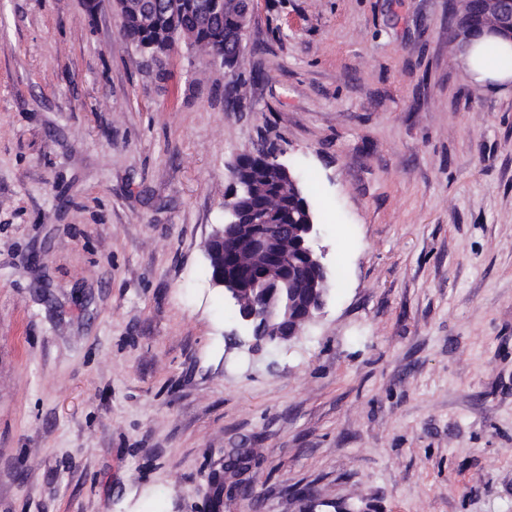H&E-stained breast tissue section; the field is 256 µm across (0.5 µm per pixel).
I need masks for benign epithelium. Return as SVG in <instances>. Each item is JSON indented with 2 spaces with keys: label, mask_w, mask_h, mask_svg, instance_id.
<instances>
[{
  "label": "benign epithelium",
  "mask_w": 512,
  "mask_h": 512,
  "mask_svg": "<svg viewBox=\"0 0 512 512\" xmlns=\"http://www.w3.org/2000/svg\"><path fill=\"white\" fill-rule=\"evenodd\" d=\"M185 0H116L121 22L131 17L147 28L160 27L161 20ZM223 0H192L207 24L220 13ZM456 17L455 43L465 36L483 33L512 35V0H451ZM253 10V0H242V11L233 18V37L224 56L215 62L227 77H236L244 40ZM260 169L261 182L277 190L289 182L298 184L288 166L274 155ZM240 164L231 171V184L224 194V223L213 228L204 243L210 284L224 291V299L239 307L241 335L230 336L238 345L258 352L268 345L282 346L302 335L307 324L321 314L330 289L328 249L320 244L322 228L313 215L300 220L281 210H260L244 219L243 197L255 190L253 177L241 176Z\"/></svg>",
  "instance_id": "obj_1"
}]
</instances>
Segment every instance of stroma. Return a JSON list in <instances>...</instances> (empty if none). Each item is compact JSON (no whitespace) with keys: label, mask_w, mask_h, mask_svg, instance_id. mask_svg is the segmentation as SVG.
Here are the masks:
<instances>
[{"label":"stroma","mask_w":512,"mask_h":512,"mask_svg":"<svg viewBox=\"0 0 512 512\" xmlns=\"http://www.w3.org/2000/svg\"><path fill=\"white\" fill-rule=\"evenodd\" d=\"M454 25L254 0L232 102L183 45L148 76L113 0H0V512H512V91ZM259 149L340 275L252 354L204 243ZM488 43H497L502 53L509 55L510 58L512 57V44L484 36L463 47L460 59L464 69L476 83L481 85L508 86L510 82L512 84L511 65L509 67H495L484 66L480 63L478 59L479 52ZM267 161L269 164L259 169L261 182L265 184L267 188H271L272 190H277L281 185L292 182L296 192L300 194L298 181L292 176L290 168L278 162L275 155H269L267 157Z\"/></svg>","instance_id":"35a3bbf8"}]
</instances>
